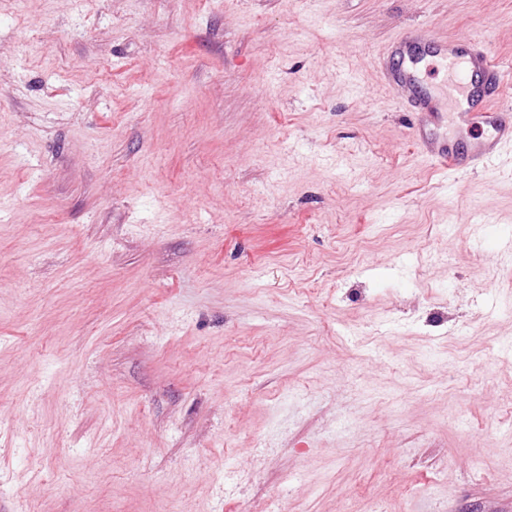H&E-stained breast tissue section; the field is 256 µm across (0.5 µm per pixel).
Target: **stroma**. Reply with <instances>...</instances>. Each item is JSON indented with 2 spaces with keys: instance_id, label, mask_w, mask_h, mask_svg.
Wrapping results in <instances>:
<instances>
[{
  "instance_id": "stroma-1",
  "label": "stroma",
  "mask_w": 512,
  "mask_h": 512,
  "mask_svg": "<svg viewBox=\"0 0 512 512\" xmlns=\"http://www.w3.org/2000/svg\"><path fill=\"white\" fill-rule=\"evenodd\" d=\"M512 0H0V512H512V152L375 67Z\"/></svg>"
}]
</instances>
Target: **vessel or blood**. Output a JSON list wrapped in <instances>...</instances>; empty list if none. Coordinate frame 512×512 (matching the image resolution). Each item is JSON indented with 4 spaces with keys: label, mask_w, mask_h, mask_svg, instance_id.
Returning a JSON list of instances; mask_svg holds the SVG:
<instances>
[{
    "label": "vessel or blood",
    "mask_w": 512,
    "mask_h": 512,
    "mask_svg": "<svg viewBox=\"0 0 512 512\" xmlns=\"http://www.w3.org/2000/svg\"><path fill=\"white\" fill-rule=\"evenodd\" d=\"M379 54L385 60L382 76L387 87L408 91L412 107L433 120L438 117L434 99L420 86L416 70L426 59L444 60L457 90L452 106L456 122L487 131L485 137L463 145L450 138L428 137L423 125H415L413 138L424 143L432 163L454 171L464 164H487L505 147H512V114L504 112L500 105L505 96L502 74L478 41L400 33Z\"/></svg>",
    "instance_id": "1"
}]
</instances>
